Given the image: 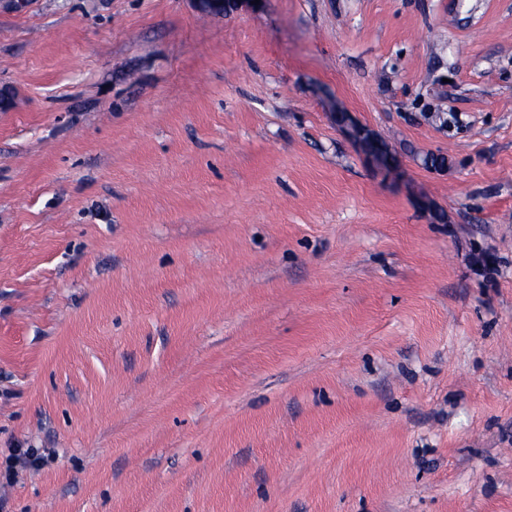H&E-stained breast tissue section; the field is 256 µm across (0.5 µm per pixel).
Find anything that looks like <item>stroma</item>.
Segmentation results:
<instances>
[{"mask_svg": "<svg viewBox=\"0 0 512 512\" xmlns=\"http://www.w3.org/2000/svg\"><path fill=\"white\" fill-rule=\"evenodd\" d=\"M1 87L6 512H512V0H29ZM353 136L373 153L377 161L386 169H390L389 149L375 142L373 133L364 128L357 127L353 130ZM53 459L49 452H39L38 448H14L6 457L3 478L9 484L19 471L39 470Z\"/></svg>", "mask_w": 512, "mask_h": 512, "instance_id": "35a3bbf8", "label": "stroma"}]
</instances>
